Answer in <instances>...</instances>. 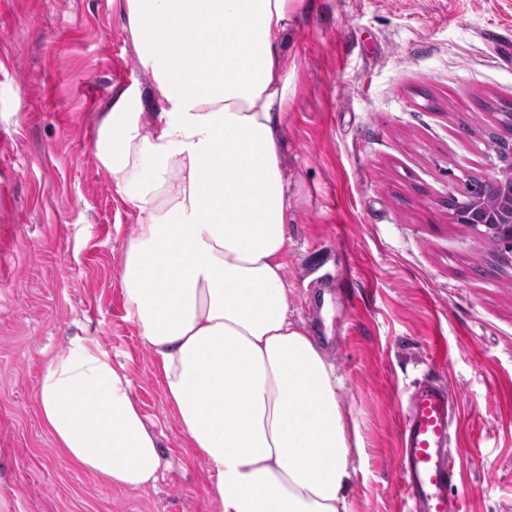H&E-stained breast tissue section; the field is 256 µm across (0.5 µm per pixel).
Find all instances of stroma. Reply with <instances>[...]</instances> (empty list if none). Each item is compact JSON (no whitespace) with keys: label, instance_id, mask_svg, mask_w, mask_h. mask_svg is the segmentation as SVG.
<instances>
[{"label":"stroma","instance_id":"stroma-1","mask_svg":"<svg viewBox=\"0 0 512 512\" xmlns=\"http://www.w3.org/2000/svg\"><path fill=\"white\" fill-rule=\"evenodd\" d=\"M124 5L0 0V512H218L127 318L122 259L140 215L95 153L113 90L159 97ZM506 26L512 0H304L288 29L287 296L362 439L352 512H402L400 401L429 377L460 403L466 512H512V268L444 205L463 175L492 174V108L512 102V44L494 37ZM84 330L159 438L156 486L95 480L40 423L42 365Z\"/></svg>","mask_w":512,"mask_h":512}]
</instances>
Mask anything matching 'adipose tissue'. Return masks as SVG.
<instances>
[{
    "mask_svg": "<svg viewBox=\"0 0 512 512\" xmlns=\"http://www.w3.org/2000/svg\"><path fill=\"white\" fill-rule=\"evenodd\" d=\"M302 0H125L159 93L116 89L96 156L142 219L126 246L127 317L215 478L220 512H351L360 450L334 369L287 300L290 203L281 52ZM36 409L57 452L127 490L154 485L157 436L96 337L42 366Z\"/></svg>",
    "mask_w": 512,
    "mask_h": 512,
    "instance_id": "ef3b65f1",
    "label": "adipose tissue"
}]
</instances>
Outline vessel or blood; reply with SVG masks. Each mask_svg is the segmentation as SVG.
I'll list each match as a JSON object with an SVG mask.
<instances>
[{"instance_id": "b4317fda", "label": "vessel or blood", "mask_w": 512, "mask_h": 512, "mask_svg": "<svg viewBox=\"0 0 512 512\" xmlns=\"http://www.w3.org/2000/svg\"><path fill=\"white\" fill-rule=\"evenodd\" d=\"M457 405L449 388L432 379L406 401L398 441L406 512H461L454 491L462 475L450 447Z\"/></svg>"}]
</instances>
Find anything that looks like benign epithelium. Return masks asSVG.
I'll list each match as a JSON object with an SVG mask.
<instances>
[{"instance_id":"obj_1","label":"benign epithelium","mask_w":512,"mask_h":512,"mask_svg":"<svg viewBox=\"0 0 512 512\" xmlns=\"http://www.w3.org/2000/svg\"><path fill=\"white\" fill-rule=\"evenodd\" d=\"M503 154L508 162L501 158L490 161L493 169L492 180L500 189L498 205L490 209L485 206L480 198H474L470 203L462 207L458 198L448 196V213L453 223L466 224L473 227H484V233L492 238L507 244L501 253L504 263L512 265V139H501Z\"/></svg>"}]
</instances>
